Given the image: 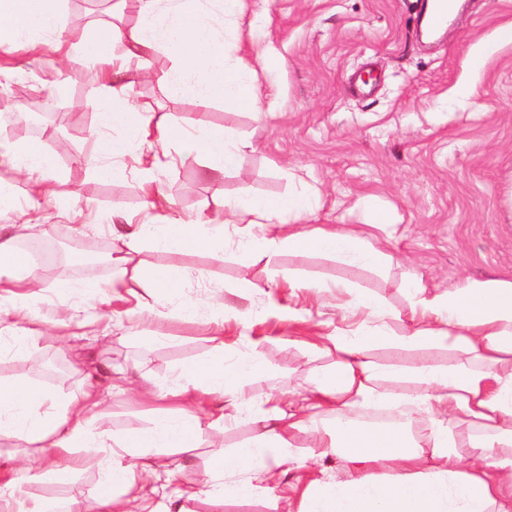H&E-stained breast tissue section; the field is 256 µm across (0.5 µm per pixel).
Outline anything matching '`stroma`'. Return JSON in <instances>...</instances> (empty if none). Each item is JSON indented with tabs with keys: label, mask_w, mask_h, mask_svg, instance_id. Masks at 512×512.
I'll use <instances>...</instances> for the list:
<instances>
[{
	"label": "stroma",
	"mask_w": 512,
	"mask_h": 512,
	"mask_svg": "<svg viewBox=\"0 0 512 512\" xmlns=\"http://www.w3.org/2000/svg\"><path fill=\"white\" fill-rule=\"evenodd\" d=\"M422 2L247 0L254 41L280 62L273 70L254 68L261 90L257 115L224 100L202 106L190 92L171 91L164 77L175 61L166 54L129 59L131 94L157 119L223 128L244 143L236 165L221 176L208 173L203 156L185 160L178 146H168L169 163L150 195L134 157L122 161L121 183L95 171L102 65L69 63L50 42L0 49L13 96L67 84L66 94L53 99L61 124L42 130L40 138L58 158L68 212L44 205L30 239L51 228L59 236L90 234L102 244L110 239L108 225L142 217L149 200L170 213L218 223L225 201L282 197L304 182L320 195L313 223L365 224L376 209L398 228L387 246L389 260L378 269L285 249L266 262L235 250L211 256L143 247L132 253L134 265H175L185 272L176 296L157 298L149 312L125 292L92 302L91 326L62 323L61 300L27 299L37 330L57 338L1 354L0 379H29L60 394L79 393L92 381L103 400L95 430L121 436L151 427L157 408L175 405V374L203 361L220 339L226 354L254 348L269 364L268 373L244 385L253 411L265 413L287 408L292 394L309 388L313 371L327 366L314 350L321 337L360 329L361 317L346 307L348 289L363 290L386 307L381 329L390 339L411 323L410 281L431 295L455 291L467 277L512 281V40L498 36L512 22V0H465L432 43L418 35ZM109 22L131 30L139 18L133 11L110 14L107 0L61 4L69 43ZM480 44L485 62L475 71L465 61ZM184 300L205 308L183 314ZM369 355L404 372L423 358L439 367L460 358L452 349L421 353L389 340ZM253 434L244 419L223 436L204 434L190 453L148 454L131 463L158 512L175 506L184 512H286L288 482L344 473L336 456L303 459L286 463L285 480L274 489L246 499L214 497L216 455L248 444ZM27 465L23 447L0 445V475L22 477L17 498L60 493L77 500L80 512H99L95 469L56 482Z\"/></svg>",
	"instance_id": "35a3bbf8"
}]
</instances>
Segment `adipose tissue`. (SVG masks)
Instances as JSON below:
<instances>
[{"mask_svg": "<svg viewBox=\"0 0 512 512\" xmlns=\"http://www.w3.org/2000/svg\"><path fill=\"white\" fill-rule=\"evenodd\" d=\"M60 3L0 0V45L28 47L38 37L59 33ZM131 5L140 18L135 30L100 27L82 48L65 52L74 64L91 56L112 67L103 84L108 104L98 115L95 153L116 164L136 155L149 186L161 166L158 149L166 144H177L187 156L204 153L210 170L223 172L235 163L240 142L224 129H188L156 120L148 106L132 99L126 60L148 53L171 55L176 64L166 82L172 90L190 91L204 103L229 100L259 112L260 93L249 77L247 61L212 23L218 13L234 25H244L245 0H131ZM117 46L122 54H114ZM0 165L27 180L28 209H41L54 200L51 185L58 179V162L41 143H0ZM316 197L305 187L287 197L228 201L220 224L160 212L148 204L139 223L113 229L107 280L66 284L73 298L68 314L78 318L91 301L132 284L149 298L157 290L181 287L184 275L178 268L131 266L130 253L145 245L164 252L214 254L223 251L233 235L244 251L258 250L265 256L287 248L317 250L365 266L386 260L383 242L373 241L365 225L307 224ZM23 284L40 285L31 256L19 247L16 235L0 232V300H12L15 288ZM415 313L419 321L398 338L399 346L459 348L464 360L445 369L418 365L416 386L405 394L391 386L392 371L366 354L380 341L376 331L326 337L317 351L332 358L331 369L318 373L312 388L289 402L287 411L256 416L257 429L247 446L217 458L213 494L247 497L269 486L282 464L299 457L289 434L329 412L335 430L315 436L314 448L322 456L345 454V477L295 487L296 512H512V371L499 369L505 357H512V281L468 279L455 292L420 295ZM268 369L258 351L230 357L219 344L208 359L185 367L177 381L224 396L239 414L247 408L240 382ZM380 402L399 407L405 426L365 428L350 420L357 407ZM98 405L90 390L61 396L35 381L0 379V440L21 444L32 460L45 446L58 448L68 463L47 471V478L55 481L97 467L99 504L111 512H128L114 496L119 485L129 494L137 490L126 457L150 448H194L207 430L224 426L223 419L206 423L196 412L181 408L159 411L148 429L113 437L91 426ZM458 422L476 427L464 455L456 450L453 426ZM89 447L101 449V456H86ZM380 469L385 472L381 478L376 475Z\"/></svg>", "mask_w": 512, "mask_h": 512, "instance_id": "1", "label": "adipose tissue"}]
</instances>
